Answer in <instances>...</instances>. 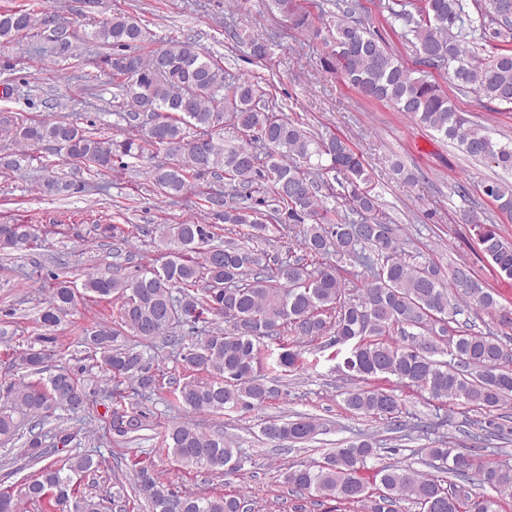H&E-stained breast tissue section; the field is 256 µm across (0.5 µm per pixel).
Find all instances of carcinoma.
Masks as SVG:
<instances>
[{
  "mask_svg": "<svg viewBox=\"0 0 512 512\" xmlns=\"http://www.w3.org/2000/svg\"><path fill=\"white\" fill-rule=\"evenodd\" d=\"M269 6L295 27L320 34L300 0H269ZM333 6L339 21L325 38L328 68L370 98L457 142L470 156L512 172V145H501L469 124L432 79L435 70L455 89L512 109V0H391L384 8L403 24L415 49L414 69L354 19L357 0H334ZM38 29L58 55H70L75 33L55 20L25 7L0 11V43ZM92 39L109 49L101 68L125 100L127 110L118 118L128 137L93 135L65 120L31 121L7 129L12 142L48 143L66 162L98 171L125 169L124 158L140 160L164 149L172 162L154 168L150 180L169 198L197 187L206 174L224 181L222 191H200L219 223L164 224L162 264L145 263L144 255L129 251L125 261L135 263V274L90 275L83 283L84 293L120 302V327L99 324L87 338L113 384L106 433L125 440L149 426L147 413L123 407L130 394L164 393L192 412L258 409L279 396L260 372L267 370L275 383L285 373L301 371L310 346L344 354L343 364L356 382L344 392L347 410L385 421L401 441L413 440L421 425L402 419L401 400L380 386L392 379L442 405L461 402L481 414L469 432L480 444L512 433V340L491 329L512 327L508 310L469 268L450 266L445 273L435 263L407 257L396 225L380 211L370 177L348 142L320 138L285 116L269 104L259 84L231 73L222 59L188 37L152 48L141 20L116 14L95 27ZM226 122L240 134L239 145H224ZM31 159L24 150L0 149V169L6 171H21ZM331 171L348 174L344 199L352 219L336 218V189L324 178ZM84 190L85 185L60 175L41 185L49 196ZM484 193L512 218V183L492 181ZM271 220L302 226L301 255L283 258L232 241L214 244L221 233L242 224L264 239ZM466 223L481 253L512 278V243L475 213L466 214ZM42 242L34 224H0L1 256L33 251ZM347 260L365 269L360 282L346 275L342 262ZM77 299L73 282H55L42 326H57ZM474 308L490 317L482 330L457 319ZM213 319L221 326L180 353L184 370L205 372L206 379L169 377L140 350L159 338L180 346L175 327L193 329ZM123 327L137 343H118ZM269 340L280 346L275 358ZM7 396L40 425L56 409L94 408L76 374L66 369L45 382L13 386ZM318 432L316 420L304 415L271 419L262 427L266 438L291 444L309 442ZM162 443L157 452L169 451L188 467L227 474L239 466V449L188 423L169 426ZM379 451V440L359 433L320 461L288 467L284 481L300 496L360 504L365 512H395L402 498L420 512H504L512 504V463L459 453L445 435L426 449L429 472L407 458L373 471L368 461ZM46 454L42 434L30 432L24 443L30 465ZM133 466L136 489L151 512H251L240 492L200 496L172 487L148 464ZM97 470L89 455L71 458L65 469L47 466L24 484V497L70 502L72 512H100V503L77 495L71 476ZM471 480L481 492L461 487Z\"/></svg>",
  "mask_w": 512,
  "mask_h": 512,
  "instance_id": "1",
  "label": "carcinoma"
}]
</instances>
